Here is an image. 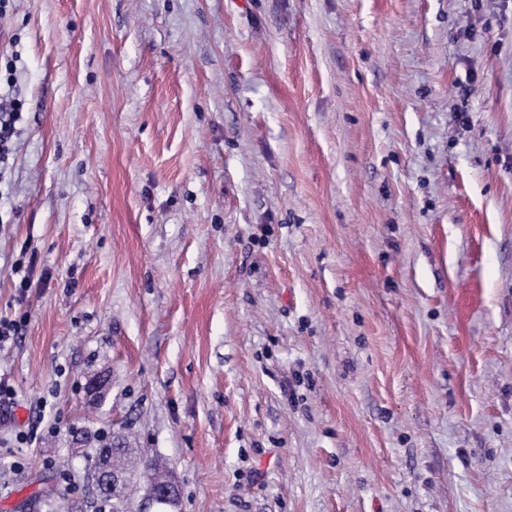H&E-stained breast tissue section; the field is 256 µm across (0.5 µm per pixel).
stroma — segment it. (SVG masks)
I'll return each mask as SVG.
<instances>
[{
  "instance_id": "obj_1",
  "label": "stroma",
  "mask_w": 512,
  "mask_h": 512,
  "mask_svg": "<svg viewBox=\"0 0 512 512\" xmlns=\"http://www.w3.org/2000/svg\"><path fill=\"white\" fill-rule=\"evenodd\" d=\"M11 102L0 512H512V0H9ZM112 443H106L101 448H98L97 455L93 461V468L97 460L102 459L97 462L95 466V483L96 488L99 493L107 494L112 491L113 497H118L121 490L118 489V479L114 471H112ZM110 459V460H106ZM121 454L120 456H116ZM114 460L119 464L121 473L127 481L136 480L143 472H150L151 480L156 483L166 482L170 478L169 474L163 471L161 466L153 463H142L137 455L136 448H120L115 454Z\"/></svg>"
}]
</instances>
